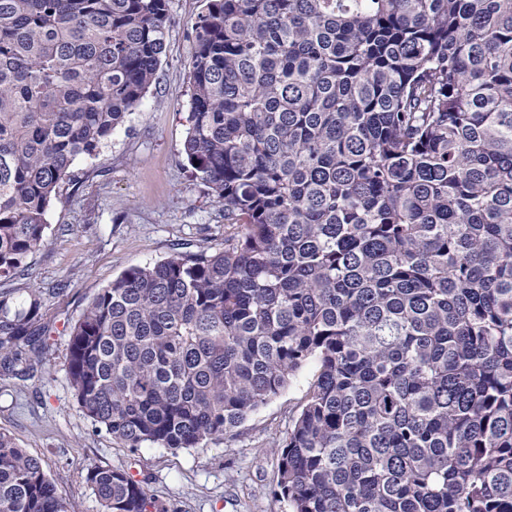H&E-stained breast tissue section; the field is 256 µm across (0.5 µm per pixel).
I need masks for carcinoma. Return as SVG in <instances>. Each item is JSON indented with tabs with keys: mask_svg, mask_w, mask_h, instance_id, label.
Listing matches in <instances>:
<instances>
[{
	"mask_svg": "<svg viewBox=\"0 0 512 512\" xmlns=\"http://www.w3.org/2000/svg\"><path fill=\"white\" fill-rule=\"evenodd\" d=\"M168 0H0V282L156 79ZM182 155L235 231L134 265L70 327L80 411L202 448L316 374L289 512H512V0H205ZM0 300V376L45 365ZM103 512H167L94 465ZM0 512H68L0 430Z\"/></svg>",
	"mask_w": 512,
	"mask_h": 512,
	"instance_id": "obj_1",
	"label": "carcinoma"
}]
</instances>
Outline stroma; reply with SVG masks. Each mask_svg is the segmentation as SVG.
Returning <instances> with one entry per match:
<instances>
[{
  "label": "stroma",
  "mask_w": 512,
  "mask_h": 512,
  "mask_svg": "<svg viewBox=\"0 0 512 512\" xmlns=\"http://www.w3.org/2000/svg\"><path fill=\"white\" fill-rule=\"evenodd\" d=\"M204 0H169L170 30L158 79L95 157L75 161L62 199L46 216L45 245L32 279L9 283L10 308L45 291L38 314L48 329L51 375L0 379V429L42 457L69 512H101L87 482L91 465L143 481L168 512H287L275 493V442L300 411L315 366L224 439L203 448L123 447L83 416L66 371L69 327L92 298L133 265L178 252L224 248V213L181 154L190 110L191 31Z\"/></svg>",
  "instance_id": "1"
}]
</instances>
